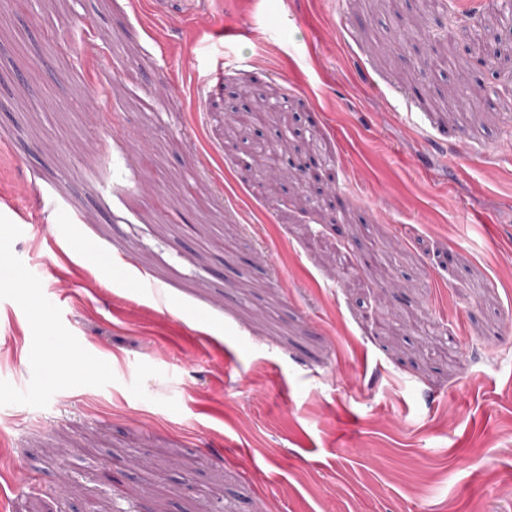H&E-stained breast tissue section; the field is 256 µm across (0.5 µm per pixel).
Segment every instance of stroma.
Returning a JSON list of instances; mask_svg holds the SVG:
<instances>
[{
    "instance_id": "1",
    "label": "stroma",
    "mask_w": 512,
    "mask_h": 512,
    "mask_svg": "<svg viewBox=\"0 0 512 512\" xmlns=\"http://www.w3.org/2000/svg\"><path fill=\"white\" fill-rule=\"evenodd\" d=\"M475 10L0 0V512H470L487 465L512 512V62L449 40ZM283 136L321 180L249 169Z\"/></svg>"
}]
</instances>
